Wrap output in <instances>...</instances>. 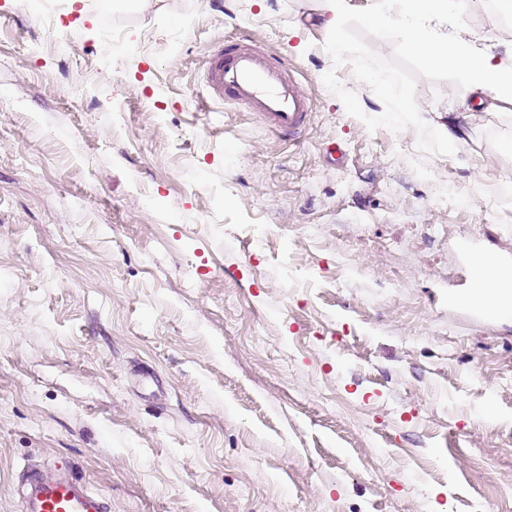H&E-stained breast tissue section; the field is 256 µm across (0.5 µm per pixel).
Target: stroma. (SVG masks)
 Returning a JSON list of instances; mask_svg holds the SVG:
<instances>
[{"mask_svg":"<svg viewBox=\"0 0 512 512\" xmlns=\"http://www.w3.org/2000/svg\"><path fill=\"white\" fill-rule=\"evenodd\" d=\"M127 3L71 0L63 53L0 0V512L48 464L110 512H512V317L448 303L461 243L512 258V100L386 0ZM420 24L512 58L507 0ZM241 40L300 140L205 94ZM407 52L423 58L431 65L457 60L467 74L473 93L490 90L499 97L512 99V62L497 63L491 51H478L465 44L448 42L447 36L430 35L411 28L405 43Z\"/></svg>","mask_w":512,"mask_h":512,"instance_id":"35a3bbf8","label":"stroma"}]
</instances>
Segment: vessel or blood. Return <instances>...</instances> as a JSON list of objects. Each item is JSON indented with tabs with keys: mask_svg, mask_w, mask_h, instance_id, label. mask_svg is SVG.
Listing matches in <instances>:
<instances>
[{
	"mask_svg": "<svg viewBox=\"0 0 512 512\" xmlns=\"http://www.w3.org/2000/svg\"><path fill=\"white\" fill-rule=\"evenodd\" d=\"M202 83L214 103L243 105L268 128L293 139L301 136L315 109L312 99L282 63L245 44L217 48L204 68ZM483 259V253L470 252L471 288L453 296L451 302L489 316L493 313L491 300L504 294L505 288L484 271ZM25 481L30 488L27 512H109L106 498L59 467L28 471Z\"/></svg>",
	"mask_w": 512,
	"mask_h": 512,
	"instance_id": "obj_1",
	"label": "vessel or blood"
}]
</instances>
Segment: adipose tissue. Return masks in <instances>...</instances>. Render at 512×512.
Masks as SVG:
<instances>
[{
  "label": "adipose tissue",
  "mask_w": 512,
  "mask_h": 512,
  "mask_svg": "<svg viewBox=\"0 0 512 512\" xmlns=\"http://www.w3.org/2000/svg\"><path fill=\"white\" fill-rule=\"evenodd\" d=\"M405 49L432 65L457 60L467 74L472 92L489 90L499 97L512 99V64L496 62L492 52L455 44L447 37L431 35L417 28L410 29Z\"/></svg>",
  "instance_id": "obj_1"
}]
</instances>
